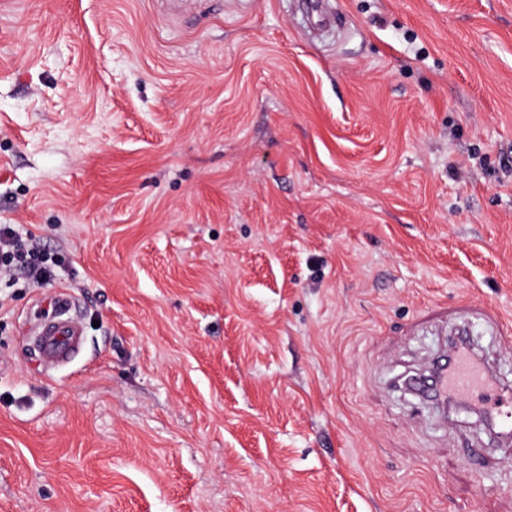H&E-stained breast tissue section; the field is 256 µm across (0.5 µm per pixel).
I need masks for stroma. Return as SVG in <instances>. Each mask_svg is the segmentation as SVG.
<instances>
[{
    "label": "stroma",
    "mask_w": 512,
    "mask_h": 512,
    "mask_svg": "<svg viewBox=\"0 0 512 512\" xmlns=\"http://www.w3.org/2000/svg\"><path fill=\"white\" fill-rule=\"evenodd\" d=\"M0 0V512H512L394 387L512 327V0ZM71 297L80 355L30 336ZM3 226V227H2ZM31 241V240H28ZM19 237L10 224L0 225V264L4 271H22L33 284L50 280L52 256Z\"/></svg>",
    "instance_id": "stroma-1"
}]
</instances>
